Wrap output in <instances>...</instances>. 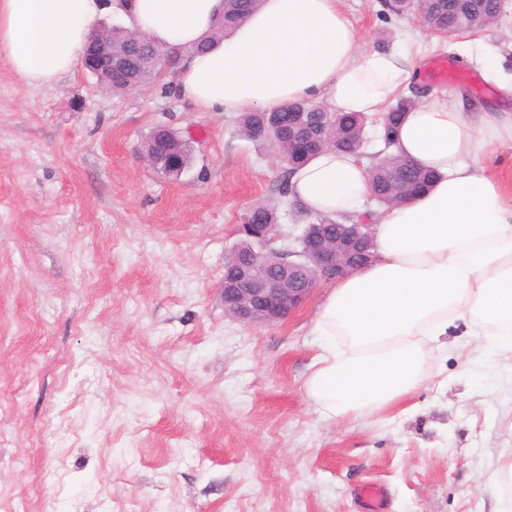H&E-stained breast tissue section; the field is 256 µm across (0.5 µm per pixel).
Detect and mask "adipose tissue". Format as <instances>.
Segmentation results:
<instances>
[{
	"mask_svg": "<svg viewBox=\"0 0 512 512\" xmlns=\"http://www.w3.org/2000/svg\"><path fill=\"white\" fill-rule=\"evenodd\" d=\"M224 0H0V58L49 87L80 64L105 13L164 51H182L176 93L197 112L240 114L307 101L382 115L416 71L406 48L362 50L337 0H259L213 38ZM211 37L209 48L194 46ZM512 144V113L464 116L447 96L406 113L396 150L432 170L426 193L373 219L376 255L328 286L313 327L322 340L304 388L327 420L397 407L427 379L449 322L469 318L480 350L512 373V187L482 166ZM365 160L327 151L292 173L288 200L357 223L369 196Z\"/></svg>",
	"mask_w": 512,
	"mask_h": 512,
	"instance_id": "ef3b65f1",
	"label": "adipose tissue"
}]
</instances>
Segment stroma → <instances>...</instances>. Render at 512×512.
Listing matches in <instances>:
<instances>
[{
  "label": "stroma",
  "mask_w": 512,
  "mask_h": 512,
  "mask_svg": "<svg viewBox=\"0 0 512 512\" xmlns=\"http://www.w3.org/2000/svg\"><path fill=\"white\" fill-rule=\"evenodd\" d=\"M340 7L365 48L411 32L418 67L448 56L478 74L485 49L512 68V0L498 25L446 38L383 0ZM170 81L112 95L79 69L44 88L0 62V512H366L368 483L386 512H494L512 385L476 381L471 322L449 327L412 412L322 420L304 383L324 286L260 325L220 292L238 224L278 200L284 165ZM484 86L418 79L405 95L512 113ZM159 124L194 138L179 179L142 158Z\"/></svg>",
  "instance_id": "obj_1"
}]
</instances>
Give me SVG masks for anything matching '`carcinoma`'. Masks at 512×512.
<instances>
[{
  "label": "carcinoma",
  "mask_w": 512,
  "mask_h": 512,
  "mask_svg": "<svg viewBox=\"0 0 512 512\" xmlns=\"http://www.w3.org/2000/svg\"><path fill=\"white\" fill-rule=\"evenodd\" d=\"M259 0H224V19L218 31H227L241 23ZM385 7L393 14L401 15L414 10L424 13L428 26L452 33L472 32L490 27L501 19L503 7L498 0H386ZM158 71H143L140 67L125 74L112 75L118 83L132 79L142 86L150 84ZM414 105L411 99L402 98L384 117L385 127L380 135L384 148L369 156V175L372 186L379 194L377 204L388 207L401 195H417L429 190L434 184L432 171L408 163L394 152L396 139L393 129L400 127L403 114ZM240 131L254 142L271 145L287 155L285 171L280 184V196H288V180L295 169L307 164L320 153L337 150L354 153L364 140L366 118L358 114L338 115L320 105L306 101L293 102L281 109L278 120L264 111L246 112L238 117ZM179 163L190 164L194 159L193 140L178 134ZM168 146L164 133L154 129L144 141L142 153L154 157L150 168L159 173L165 165ZM280 212L276 203H261L244 217L246 224H278Z\"/></svg>",
  "instance_id": "1"
}]
</instances>
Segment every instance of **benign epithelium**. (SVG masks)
<instances>
[{"label":"benign epithelium","instance_id":"7a95c632","mask_svg":"<svg viewBox=\"0 0 512 512\" xmlns=\"http://www.w3.org/2000/svg\"><path fill=\"white\" fill-rule=\"evenodd\" d=\"M98 56L110 69L124 70L130 63V46L112 42V34L102 28L96 42ZM100 87L115 94H128L140 88L134 82L115 84L112 75L98 81ZM239 234L253 238L263 246L255 260L242 267L237 278L222 286L224 310L246 323H273L287 318L299 308L321 281L339 277L368 265L374 248L371 224H309L296 238L298 247L288 256L298 260L285 262L282 251L272 244L282 237L279 226L242 224ZM280 267L269 275L265 267Z\"/></svg>","mask_w":512,"mask_h":512}]
</instances>
